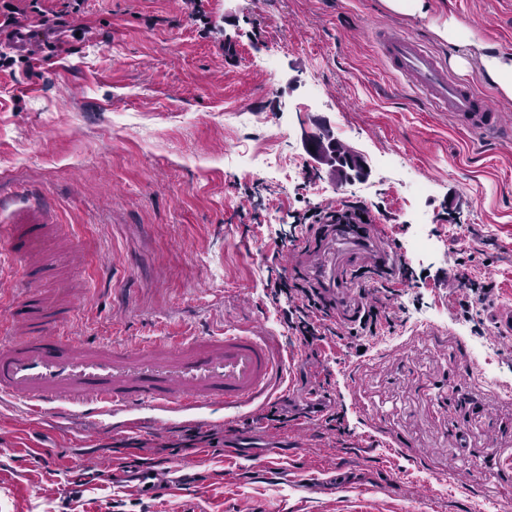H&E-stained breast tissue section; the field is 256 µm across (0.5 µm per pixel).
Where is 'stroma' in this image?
Segmentation results:
<instances>
[{"label": "stroma", "instance_id": "35a3bbf8", "mask_svg": "<svg viewBox=\"0 0 512 512\" xmlns=\"http://www.w3.org/2000/svg\"><path fill=\"white\" fill-rule=\"evenodd\" d=\"M85 0L65 13L80 38L55 31L0 71V225L20 205L46 209L81 239L49 288L91 284L74 336H199L258 328L288 356L293 391L277 428L214 418L221 442L170 452L188 428L144 432L80 426L0 411V512H504L512 500V396L480 381L469 347L495 339L512 380V339L494 315L512 305V138L489 141L434 112L387 66L374 34L400 30L449 55L426 21L381 0ZM502 52L512 51V0H438ZM324 127L369 166L365 190L312 159L304 138ZM279 156L241 169L225 156ZM409 171L426 184L413 194ZM415 196L427 223L404 206ZM366 203L409 276L401 320L380 337H290L287 301L267 286L277 269L310 265L295 212L321 201ZM296 240V249L286 248ZM471 262L457 265L460 253ZM491 283L466 306L459 276ZM343 410L338 434L306 394ZM407 444L399 451L397 441ZM278 443L256 472L255 454ZM158 459L167 489L91 481L89 469ZM190 470H182L180 461ZM384 487L373 510L340 498L341 484Z\"/></svg>", "mask_w": 512, "mask_h": 512}]
</instances>
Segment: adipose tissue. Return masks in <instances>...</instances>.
Returning a JSON list of instances; mask_svg holds the SVG:
<instances>
[{"mask_svg":"<svg viewBox=\"0 0 512 512\" xmlns=\"http://www.w3.org/2000/svg\"><path fill=\"white\" fill-rule=\"evenodd\" d=\"M433 0H381L383 7L394 14L428 21L439 39L458 47L459 53L451 63L459 70L479 64L488 80L509 99H512V55L490 51L469 27L447 14L435 13Z\"/></svg>","mask_w":512,"mask_h":512,"instance_id":"1","label":"adipose tissue"}]
</instances>
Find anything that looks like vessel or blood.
I'll return each mask as SVG.
<instances>
[{
	"label": "vessel or blood",
	"instance_id": "1",
	"mask_svg": "<svg viewBox=\"0 0 512 512\" xmlns=\"http://www.w3.org/2000/svg\"><path fill=\"white\" fill-rule=\"evenodd\" d=\"M383 57L427 105L448 113L467 131L494 139L512 137V126L466 79L453 74L417 37L389 33L379 40ZM64 225L45 223L36 208L15 212L9 252L28 288L11 301L8 325L0 329V403L67 427L137 429L177 419L188 425L216 413L240 418L267 401L285 383L282 351L253 328L208 336L90 344L72 336L73 300L47 296L41 283L47 261L33 252ZM371 256L324 270L337 291L352 287L360 268H375Z\"/></svg>",
	"mask_w": 512,
	"mask_h": 512
}]
</instances>
